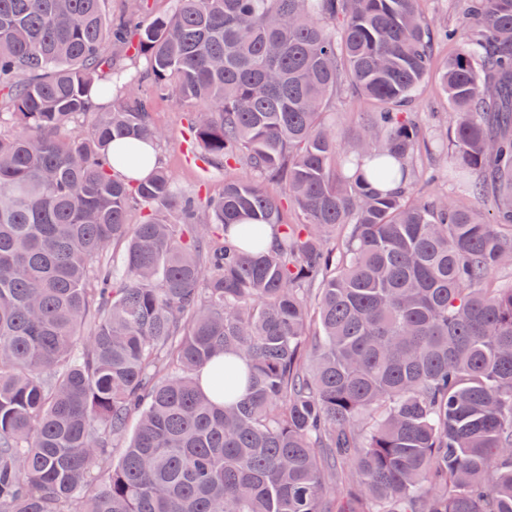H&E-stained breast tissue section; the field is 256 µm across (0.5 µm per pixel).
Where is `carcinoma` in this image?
<instances>
[{
  "mask_svg": "<svg viewBox=\"0 0 512 512\" xmlns=\"http://www.w3.org/2000/svg\"><path fill=\"white\" fill-rule=\"evenodd\" d=\"M108 2L0 0V512H512V0H466L441 76L453 200L415 191L408 104L457 37L420 0ZM154 95L253 176L201 206L118 174ZM369 107L368 101L351 93L346 83L338 85L336 99L328 118L336 120V128L343 141L348 142L347 137L358 128L364 116L363 112L368 111Z\"/></svg>",
  "mask_w": 512,
  "mask_h": 512,
  "instance_id": "carcinoma-1",
  "label": "carcinoma"
}]
</instances>
